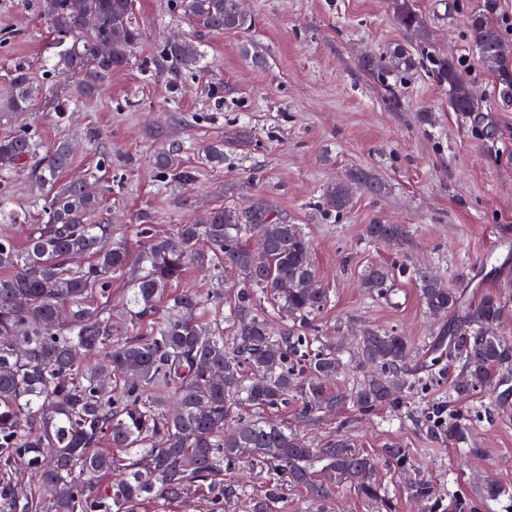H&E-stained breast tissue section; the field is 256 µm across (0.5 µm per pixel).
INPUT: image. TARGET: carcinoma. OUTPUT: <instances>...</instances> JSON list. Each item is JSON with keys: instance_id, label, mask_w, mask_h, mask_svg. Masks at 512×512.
I'll use <instances>...</instances> for the list:
<instances>
[{"instance_id": "cac0c4a2", "label": "carcinoma", "mask_w": 512, "mask_h": 512, "mask_svg": "<svg viewBox=\"0 0 512 512\" xmlns=\"http://www.w3.org/2000/svg\"><path fill=\"white\" fill-rule=\"evenodd\" d=\"M196 27L241 30L250 20L236 0H171ZM396 25L412 38L426 39L411 0H392ZM499 0H480L470 18V41L478 59L503 91H512V43L493 17ZM133 0H43L50 31L67 46L59 53L65 71L76 78L77 94L90 97L115 69L129 64L142 37L133 25ZM201 52L190 41L165 43L155 64L174 75L198 63ZM439 80L448 85L449 105L469 115L479 110L471 84L453 59H434ZM408 66L405 52L371 58L367 69ZM31 72L14 67L13 112L31 107ZM71 145L56 141L40 153L38 136L27 129L0 138V175L34 160L35 179L46 191L40 218L26 225L24 247L0 235V506L3 512H140L159 510L189 497L224 512L245 495L244 468L262 473V495L253 512H288V487L305 489L309 512L343 485L384 512H394L376 480L375 459L339 437L314 448L295 433L259 416L234 412L241 401L262 411L294 399L304 423L321 414L352 407L360 414L399 404L396 393L412 387L408 366L413 352L395 330H368L357 341L360 363L377 369L351 393H333L326 382L346 364L336 347L316 336L313 318L329 302L311 256L310 241L296 224L274 214L261 197L247 205H226L200 213L192 224L175 225L173 236L156 235L151 215L140 213L136 257L112 241V226L96 220L101 201L96 170L74 181H60L69 166ZM159 178L173 167L172 150L154 157ZM376 190L365 172L338 182L321 204L341 213L351 202L352 183ZM263 225L254 237L252 225ZM403 235L398 224H369L366 236L391 242ZM235 268L242 285L229 313L219 321L233 329L230 341L201 322L196 312L211 297L177 288L187 265H209L218 258ZM135 262L138 274L127 288L123 325L112 321V273ZM391 273L373 266L363 287L386 297ZM423 303L435 316L453 314L448 334L429 345L431 365L443 349L462 361L452 391L466 397L477 390L495 393L496 405L512 404V342L496 333L509 314L497 292L465 303L436 278L425 277ZM270 297L288 313L280 327L271 323L261 300ZM431 433L465 444L472 430L466 411L432 408L424 418ZM107 442L117 453L99 451ZM55 449L52 462L43 449ZM326 481L314 479L316 464ZM26 469L33 490L11 484L9 472ZM411 495L435 512L434 492L423 483Z\"/></svg>"}]
</instances>
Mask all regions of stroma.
Wrapping results in <instances>:
<instances>
[{"label": "stroma", "instance_id": "obj_1", "mask_svg": "<svg viewBox=\"0 0 512 512\" xmlns=\"http://www.w3.org/2000/svg\"><path fill=\"white\" fill-rule=\"evenodd\" d=\"M41 4L0 0V98L20 62L31 67L34 97L33 111L0 118V137L29 128L46 147L68 139L74 153L66 181L108 159L99 215L133 253L144 209L167 234L192 223L198 209L258 195L300 225L330 294L315 322L348 364L330 381L331 391L371 375L356 357L357 339L368 329L406 336L414 350L410 369L420 373L429 342L447 323L424 307L423 277L458 289L465 302L497 292L512 304V96L503 95L470 42L478 0H413L428 33L423 42L396 26L390 0H244L251 24L238 31L192 27L169 0H135L142 37L129 65L113 71L98 95L80 99L70 75L45 74L57 37ZM174 38L199 42L202 51L199 66L175 79L153 64ZM401 48L410 65L364 70V58ZM254 49L264 54V67L253 66ZM438 55L459 61L479 102L476 116L450 108L448 87L436 75ZM57 96L72 97L69 111H54ZM213 144L224 147L223 166L206 156ZM168 148L191 182L158 180L153 157ZM360 170L377 179L378 192L356 189L340 214L320 207L327 187ZM370 224H398L404 235L374 242L365 233ZM372 265L394 275L388 299L361 286ZM180 285L219 290L227 308L238 275L221 265L193 266ZM459 372L455 364L425 388L402 390L396 410L361 415L347 408L307 425L293 402L274 419L309 444L341 433L377 458V481L396 512H425L410 494L418 482L440 497L437 512H457L450 496L456 489L478 502L477 512H501L498 503L482 502L481 491L492 481L512 500V410H500L485 392L456 398L451 385ZM441 402L478 414L471 454L422 425L421 416ZM388 447L407 450V468L386 458Z\"/></svg>", "mask_w": 512, "mask_h": 512}]
</instances>
